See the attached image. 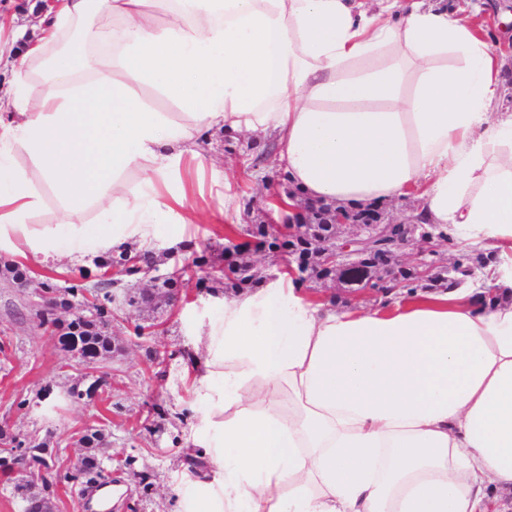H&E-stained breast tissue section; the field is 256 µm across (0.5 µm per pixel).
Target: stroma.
<instances>
[{"label": "stroma", "mask_w": 512, "mask_h": 512, "mask_svg": "<svg viewBox=\"0 0 512 512\" xmlns=\"http://www.w3.org/2000/svg\"><path fill=\"white\" fill-rule=\"evenodd\" d=\"M251 141L214 130L199 139L202 169H191L187 190L192 202L217 211L224 201V178L232 176L241 221H263L269 206L266 183L284 182L275 164L247 171L244 158ZM179 303L149 312L114 303L110 327L114 351L95 366L65 351L49 329L40 326L25 294L0 277V426L7 434L46 441L64 465L58 468L56 512H88L89 493L72 490L65 473L78 465L81 436L87 429L104 430L108 453L119 466L113 483L118 512H176L172 492L190 478L184 457L187 422L177 414L193 400L192 378L182 351H194L191 327L202 315H215L207 289L186 281ZM157 323L160 333L137 336L134 324ZM104 377L105 385L92 400L73 401L67 390L84 385L86 373ZM164 402L172 416L147 431V405Z\"/></svg>", "instance_id": "obj_1"}]
</instances>
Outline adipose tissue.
Listing matches in <instances>:
<instances>
[{"label": "adipose tissue", "mask_w": 512, "mask_h": 512, "mask_svg": "<svg viewBox=\"0 0 512 512\" xmlns=\"http://www.w3.org/2000/svg\"><path fill=\"white\" fill-rule=\"evenodd\" d=\"M0 35V253L33 265L209 220L181 165L213 129L268 140L311 199L418 194L452 251L497 260L446 293L337 308L293 276L195 331L177 512H504L512 489V113L468 15L426 0H54ZM175 109L158 112L135 87ZM142 174L139 188L126 175ZM50 188L55 224L30 218Z\"/></svg>", "instance_id": "1"}]
</instances>
